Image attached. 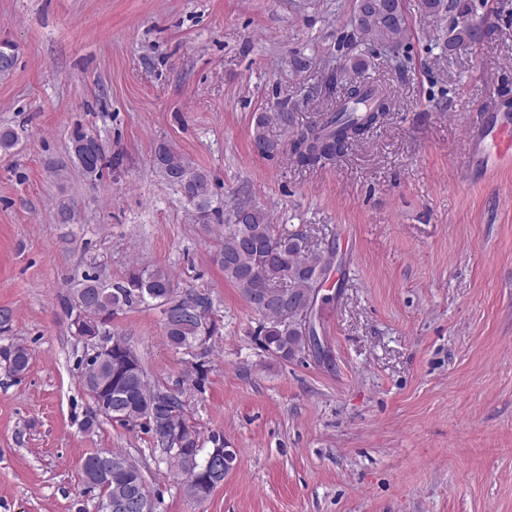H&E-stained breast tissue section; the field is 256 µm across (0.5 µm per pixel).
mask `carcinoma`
I'll return each instance as SVG.
<instances>
[{"label": "carcinoma", "instance_id": "obj_1", "mask_svg": "<svg viewBox=\"0 0 512 512\" xmlns=\"http://www.w3.org/2000/svg\"><path fill=\"white\" fill-rule=\"evenodd\" d=\"M424 10L432 15L443 12L451 17L447 46L450 48L479 40L480 29L473 0H423ZM352 29L369 45H381L394 52L410 37L409 23L401 0H355L350 17ZM390 110V96L381 85L355 83L346 88L344 99L336 108L325 112L304 128L295 126L294 113L284 109L269 114L259 112L253 117L252 143L258 154L273 157L281 152V144L266 133L268 124L279 123L291 130L289 156L301 166H314L341 153L351 142L364 136L382 123ZM153 170L174 187L191 209L195 223L208 228L217 222L224 233L218 241L213 261L224 272V279L237 288L250 308L262 319L258 341L263 351L283 361L299 354L305 338L297 318L308 314L317 303L316 288L323 283L333 267L335 246L327 242L312 248L303 237L295 234H275L267 212L254 203L238 199L225 209L215 204L210 174L191 162L167 141H161L154 150ZM74 288L64 300L68 317L80 316L92 328L107 326L112 333V349L127 350L124 336L112 331V317L126 308L154 306L163 316L176 311L172 321L164 320L169 343L184 351L195 346L201 336L213 339L219 335V326L208 316L214 310L209 295L189 291L177 295L174 280L163 268L149 269L131 266L117 282H106L99 276L83 273L72 278ZM280 283L282 304L263 305L259 295L270 285ZM31 354L21 343L0 346V364L14 376H21L29 368ZM81 374L112 379V399L122 402V416L112 422L129 430L139 428L151 434L154 446L164 447V435L155 428L149 409L155 396L163 388L148 382L142 360H136L134 370L107 373L95 360L80 359ZM192 437L189 448L180 449L169 444L163 460L182 484L190 488L209 480L206 467L208 455L203 450L200 433L195 426L187 430ZM120 462L112 466V486L96 484L98 512L111 496V489L131 486L144 497H151L142 466L127 452L112 449L98 450L89 457Z\"/></svg>", "mask_w": 512, "mask_h": 512}]
</instances>
